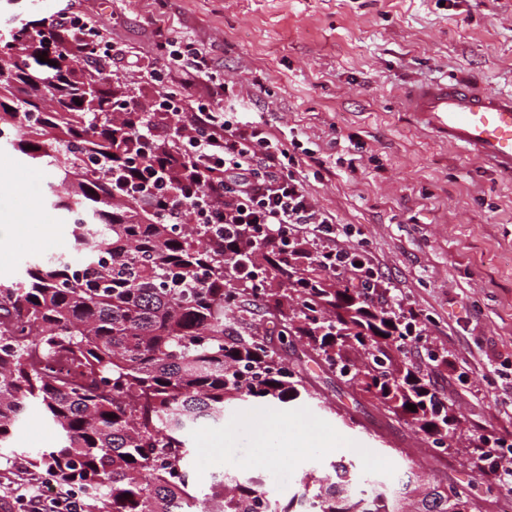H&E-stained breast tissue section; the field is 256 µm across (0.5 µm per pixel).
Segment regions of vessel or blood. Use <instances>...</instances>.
<instances>
[{
    "label": "vessel or blood",
    "mask_w": 512,
    "mask_h": 512,
    "mask_svg": "<svg viewBox=\"0 0 512 512\" xmlns=\"http://www.w3.org/2000/svg\"><path fill=\"white\" fill-rule=\"evenodd\" d=\"M404 103L424 129L487 163L512 183V91L458 78L406 89Z\"/></svg>",
    "instance_id": "1"
}]
</instances>
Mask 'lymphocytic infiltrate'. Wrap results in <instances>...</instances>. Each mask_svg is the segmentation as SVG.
I'll return each instance as SVG.
<instances>
[{
	"label": "lymphocytic infiltrate",
	"instance_id": "1",
	"mask_svg": "<svg viewBox=\"0 0 512 512\" xmlns=\"http://www.w3.org/2000/svg\"><path fill=\"white\" fill-rule=\"evenodd\" d=\"M83 0H67L58 27L69 49L86 41L112 49L104 28L92 25ZM148 76L154 98L148 106L153 119L143 131L148 142L174 143L185 166L184 181L200 186L193 207H186L171 181L164 176L168 159L150 154L130 168L136 179V199L151 202L170 197L171 219L181 224L202 217L205 224L234 230L235 234L266 241L287 251L300 234L326 237L323 251L307 252L310 264L332 272L361 288L366 296L376 292L380 275L357 250L336 244L333 220L316 208L301 180L290 171L287 149L267 133L261 121L231 122L223 109L201 104L185 92L170 88L169 67L155 63ZM18 495L20 512H83L84 502L69 484L39 480L29 468L14 467L0 498Z\"/></svg>",
	"mask_w": 512,
	"mask_h": 512
}]
</instances>
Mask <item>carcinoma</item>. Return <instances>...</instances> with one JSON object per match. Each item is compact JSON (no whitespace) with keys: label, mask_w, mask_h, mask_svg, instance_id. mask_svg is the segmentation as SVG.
<instances>
[{"label":"carcinoma","mask_w":512,"mask_h":512,"mask_svg":"<svg viewBox=\"0 0 512 512\" xmlns=\"http://www.w3.org/2000/svg\"><path fill=\"white\" fill-rule=\"evenodd\" d=\"M14 54L0 58V128L9 147L57 171L51 203L72 218L80 248L28 263L0 281V449L13 445L30 409L52 427L50 446L21 451L36 469L87 487L88 512H261L259 480L226 476L202 491L185 479L189 432L224 420V404L244 397L284 408L313 398L298 365L272 335L239 326L235 309L260 296L277 338L306 340L327 370L407 415L441 447L457 418L435 388L394 368L415 323L374 306L326 271L305 274L258 240H212L201 224L170 223L168 198L137 205L121 170L141 147L144 112L128 111V91L103 68L80 66L45 19L0 34ZM44 55L46 62L39 61ZM46 78L28 90L27 71ZM16 331L29 340H9ZM65 357L72 376L44 373ZM416 405L415 411L406 405ZM406 479L360 480L352 462L306 474L298 512H461L480 506L469 490Z\"/></svg>","instance_id":"obj_1"}]
</instances>
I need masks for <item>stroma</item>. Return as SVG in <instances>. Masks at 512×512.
Returning a JSON list of instances; mask_svg holds the SVG:
<instances>
[{
  "instance_id": "1",
  "label": "stroma",
  "mask_w": 512,
  "mask_h": 512,
  "mask_svg": "<svg viewBox=\"0 0 512 512\" xmlns=\"http://www.w3.org/2000/svg\"><path fill=\"white\" fill-rule=\"evenodd\" d=\"M85 8L121 49L112 68L134 87L130 111L153 96L135 68L156 58V28L178 51L206 50L211 69L192 77V95L259 113L301 158L316 206L381 270L380 294L417 311L421 337L408 356L459 420L452 450L433 459L410 422L291 340L288 354L321 404L245 400L223 424L201 426L189 460L197 487L253 476L285 499L302 492L305 472L351 455L389 482L402 475L406 451L443 482L470 487L482 512H499L472 449L487 438L512 453V185L416 126L401 93L447 76L511 89L512 0H86ZM52 180L0 149V228L11 229L0 239L1 279L70 247L64 213L43 202ZM432 352L441 363L429 361ZM260 419L263 448L253 439Z\"/></svg>"
}]
</instances>
